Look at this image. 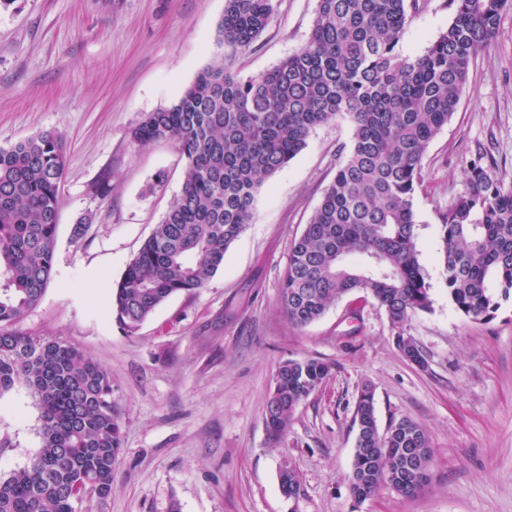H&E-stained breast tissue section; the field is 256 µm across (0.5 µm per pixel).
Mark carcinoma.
I'll return each mask as SVG.
<instances>
[{
  "instance_id": "1",
  "label": "carcinoma",
  "mask_w": 512,
  "mask_h": 512,
  "mask_svg": "<svg viewBox=\"0 0 512 512\" xmlns=\"http://www.w3.org/2000/svg\"><path fill=\"white\" fill-rule=\"evenodd\" d=\"M429 0H318L308 41L272 69L242 78L239 52L255 46L274 0H226L218 26L224 52L170 107L134 129L139 143L172 141L185 159L169 210L112 286L108 301L128 335L177 293H195L224 265L253 219L258 192L331 121L353 133L332 182L288 256L281 305L296 327L344 297L366 293L396 330V347L425 361L403 328L431 308L416 248L414 198L430 141L451 120L478 53L512 0H452L448 28L417 56L399 43L408 17ZM64 138L31 135L0 148V393L24 382L40 410L41 447L26 467L0 479V512H75V480L101 501L112 493L122 450L112 378L78 348L22 333L15 324L41 300L53 276ZM478 152L467 191L441 214L448 296L458 312L483 319L512 296V182ZM362 260L352 265L349 258ZM332 370L316 358L278 366L267 404L268 431L281 437L297 406ZM351 475L363 501L387 484L417 492L430 462L427 430L401 418L380 430L373 388L360 390ZM280 488L298 490L295 471Z\"/></svg>"
}]
</instances>
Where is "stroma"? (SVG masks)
I'll return each instance as SVG.
<instances>
[{
	"label": "stroma",
	"instance_id": "stroma-1",
	"mask_svg": "<svg viewBox=\"0 0 512 512\" xmlns=\"http://www.w3.org/2000/svg\"><path fill=\"white\" fill-rule=\"evenodd\" d=\"M267 29L234 70L254 76L307 41L317 0H275ZM225 0H13L0 8V147L41 131L64 136L53 278L20 331L78 347L112 377L122 452L106 500L77 512H512V298L472 320L448 297L441 214L466 190L485 148L512 180V10L478 55L451 121L430 142L417 190L416 247L432 300L405 326L426 359L394 344L384 310L352 294L298 328L281 280L298 237L332 181L347 122L316 127L257 194L254 220L205 288L178 293L126 335L105 305L142 243L179 195L184 160L132 130L171 106L221 48ZM454 13L431 0L411 14L399 51L421 54ZM165 171L163 187L152 188ZM85 233L73 240L72 228ZM318 358L331 376L272 440L266 404L278 366ZM371 385L379 427L407 417L429 433L430 480L415 496L390 486L357 501L349 487L358 393ZM40 412L25 383L0 394V478L40 448ZM299 480L279 485L282 468Z\"/></svg>",
	"mask_w": 512,
	"mask_h": 512
}]
</instances>
